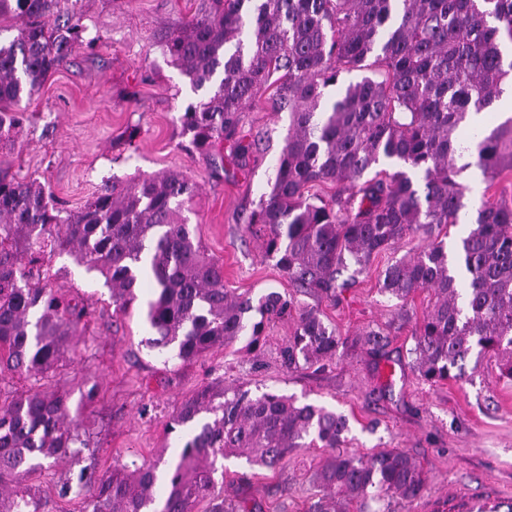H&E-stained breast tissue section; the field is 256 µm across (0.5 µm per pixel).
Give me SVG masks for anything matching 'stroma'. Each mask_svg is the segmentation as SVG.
Listing matches in <instances>:
<instances>
[{
  "label": "stroma",
  "instance_id": "1",
  "mask_svg": "<svg viewBox=\"0 0 512 512\" xmlns=\"http://www.w3.org/2000/svg\"><path fill=\"white\" fill-rule=\"evenodd\" d=\"M199 7L200 0H84L82 23L99 42L92 50L75 48L66 65L22 100L25 121L16 137L0 144V170L20 181H40L71 213L105 184L180 171L198 187L187 214L190 228L222 265L225 286L256 297L288 293L291 283L265 257L262 237L247 224L270 189L287 113L272 110L266 90L244 112L245 130L259 139L246 172L229 156L215 167L182 134L180 118L197 95L162 54L158 38ZM130 127L140 130L131 143L123 138ZM459 180L468 213L486 200L512 202V171L476 181L464 173ZM428 240L426 233H410L363 272L344 270L345 286L335 298L300 294L302 305L317 309L343 345L324 366L292 371L280 360L291 331L283 322L270 325L254 346L241 338L189 364L165 361L145 344L146 305L154 290L139 289L129 312L118 314L99 273L68 254L46 255L50 286L97 310L85 335L73 340L64 361L43 381L46 390L68 393L71 405L85 407L81 430L92 452L72 473L84 465L102 474L118 463L176 460L181 433L169 428L176 408L201 387L224 384L342 412L350 421V453L408 452L426 475L424 494L410 503L384 496L370 501V512H431L432 506L450 508L466 498L512 501V381L501 377L492 359L455 381H423L412 349L433 295L421 289L403 302L380 290L386 266ZM371 329L386 337L383 355L364 342ZM325 457L320 448L297 449L274 471L225 458L224 495L247 501L257 512H305L317 492L312 476Z\"/></svg>",
  "mask_w": 512,
  "mask_h": 512
}]
</instances>
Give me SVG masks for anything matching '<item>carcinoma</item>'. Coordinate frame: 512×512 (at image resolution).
I'll return each instance as SVG.
<instances>
[{
    "label": "carcinoma",
    "mask_w": 512,
    "mask_h": 512,
    "mask_svg": "<svg viewBox=\"0 0 512 512\" xmlns=\"http://www.w3.org/2000/svg\"><path fill=\"white\" fill-rule=\"evenodd\" d=\"M83 0H0V18L23 20L0 43V141L22 123L14 110L66 64L86 37ZM183 27L160 41L162 54L202 98L181 116L182 132L200 155L228 143L245 167L255 141L242 113L273 89L288 133L270 191L248 216L262 232L265 255L297 288L336 295L338 275L365 267L410 231L463 224L465 186L457 159L476 147L477 163L495 178L512 171V118L491 130L456 131L471 111L492 107L512 74L501 46L512 43V0H204ZM374 69L322 104L324 90L344 71ZM400 166L373 171L382 161ZM372 177H367L369 172ZM421 176L423 190L409 172ZM331 184L330 199L309 194ZM196 186L179 172L137 176L106 185L76 214L51 204L38 180L0 174V371L33 378L57 367L70 340L93 312L61 290L34 280L45 249L67 252L98 271L114 310L137 300L140 280L154 282L149 347L175 350L185 364L244 334L259 342L267 326L292 324L282 351L290 369L312 367L343 345L336 329L290 293L257 299L224 285L223 268L205 256L183 215ZM421 289L435 301L419 323L413 353L420 377L457 380L469 361L493 353L512 380V204L489 202L460 244L435 236L420 251L389 264L381 290L406 300ZM83 406L32 386L0 402V512H43L39 491L19 488L44 462L56 466L90 449L79 431ZM185 427L179 461L163 503L156 501L161 460L108 475L84 471L61 478L58 495L81 500V512H253L228 508L216 461L244 457L267 469L297 448L328 452L317 469L320 488L308 512H336V497L365 512L369 492L405 502L422 495L426 478L398 448L355 456L343 448L348 418L324 407L298 405L274 392L206 386L172 418Z\"/></svg>",
    "instance_id": "obj_1"
}]
</instances>
